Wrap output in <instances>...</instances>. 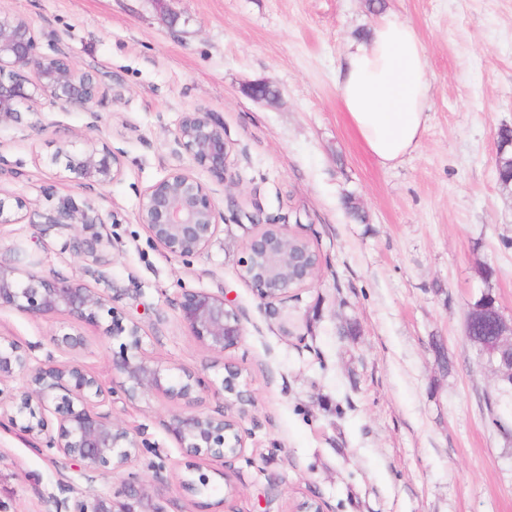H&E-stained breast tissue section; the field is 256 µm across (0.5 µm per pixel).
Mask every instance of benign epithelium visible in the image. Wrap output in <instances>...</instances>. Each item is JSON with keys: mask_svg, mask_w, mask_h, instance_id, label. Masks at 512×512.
<instances>
[{"mask_svg": "<svg viewBox=\"0 0 512 512\" xmlns=\"http://www.w3.org/2000/svg\"><path fill=\"white\" fill-rule=\"evenodd\" d=\"M100 93L93 74L76 67L59 46L52 53L40 51V37L24 18L0 15V126L18 122L20 109L34 112L32 128L42 132L47 124L34 107L43 98L66 109L84 111ZM176 144L189 156L192 166L178 167L144 190L137 220L163 251L174 257L203 253L219 228L221 213L209 188L193 168L205 170L224 182L229 147L224 121L215 112H187L173 132ZM65 170L88 184L110 185L123 174L122 154L107 142L78 132L63 142L52 156ZM26 207L10 204L0 196V224H19ZM45 224H61L73 230L72 249L82 259L106 261L110 238L106 231L110 215L93 201L77 204L70 197L41 215ZM239 274L266 304L288 299L294 290L314 280L320 265L318 253L300 234L283 224H264L243 248ZM12 308L32 316L66 315L79 323L99 325L103 315L111 317L105 333L123 337L122 353L112 362L123 376L122 393L130 403L161 394L171 400H191L205 383L191 373L171 378L167 369L153 361L144 347L146 333L137 320L123 322L109 307V298L68 278L19 276L9 263L0 262V309ZM180 322L206 349L224 353L238 346L244 336L242 316L224 295L204 289L187 290L177 303ZM493 321L496 336L512 334V323L502 312H493L478 302L465 319V336L474 326ZM54 344L71 352L84 344L77 329L55 335ZM31 347L0 337V384L22 377L26 384L9 404L0 401V420L16 425L33 438L45 437L42 451L72 469L87 483L80 488L69 482V495L55 500V512H143L146 490L133 483L109 494L95 489L98 478L118 473L138 459L142 442L122 423L99 411L108 393L101 380L76 361L46 366L32 364ZM241 371L225 367L215 392L230 401L234 411L217 415L174 413L164 422L166 431L188 454L206 452L221 460L239 457L246 447L243 420L253 406L251 396L240 389Z\"/></svg>", "mask_w": 512, "mask_h": 512, "instance_id": "benign-epithelium-1", "label": "benign epithelium"}]
</instances>
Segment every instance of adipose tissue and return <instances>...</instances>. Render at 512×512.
<instances>
[{"label": "adipose tissue", "instance_id": "ef3b65f1", "mask_svg": "<svg viewBox=\"0 0 512 512\" xmlns=\"http://www.w3.org/2000/svg\"><path fill=\"white\" fill-rule=\"evenodd\" d=\"M336 87L380 165H395L415 150L426 128L431 81L425 47L410 22L380 14L367 38L344 55Z\"/></svg>", "mask_w": 512, "mask_h": 512}]
</instances>
